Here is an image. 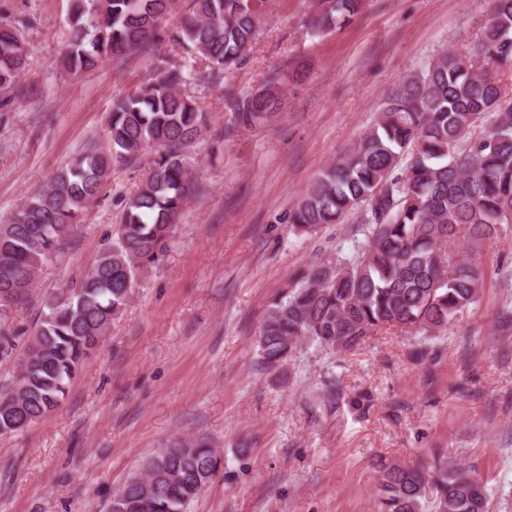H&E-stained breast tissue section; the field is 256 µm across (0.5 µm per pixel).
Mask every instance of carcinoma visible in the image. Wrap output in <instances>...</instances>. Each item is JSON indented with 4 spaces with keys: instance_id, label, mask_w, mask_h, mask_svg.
<instances>
[{
    "instance_id": "cac0c4a2",
    "label": "carcinoma",
    "mask_w": 512,
    "mask_h": 512,
    "mask_svg": "<svg viewBox=\"0 0 512 512\" xmlns=\"http://www.w3.org/2000/svg\"><path fill=\"white\" fill-rule=\"evenodd\" d=\"M62 57L71 72L151 50L178 0H74ZM323 32L348 22L360 0H330ZM479 42L462 54L444 50L388 99L375 126L328 167L288 215L300 234L362 212L364 242L352 253L306 266L272 302L258 340L259 363L284 365L298 344L336 352L360 347L382 327L435 334L479 302L483 269L474 247L512 224V101L493 67H512V0H492ZM265 0H190L175 41L230 71L251 50ZM29 49L19 30L0 23V90L12 87ZM165 53L153 54L140 87L113 104L104 140L83 151L0 223V321L57 263L76 235L112 166L157 148L148 178L130 196L115 240L66 288L48 293L45 314L28 339L20 371L0 389V435L22 431L59 404L79 367L125 308L141 271L167 253L185 205L199 184L186 149L206 113L181 92ZM278 78L261 93L224 107L252 128L279 105ZM488 122L482 134L474 128ZM220 451L205 439L175 440L149 458L143 473L117 492L111 512H186L218 478ZM380 512H489L486 486L446 461L431 474L377 464Z\"/></svg>"
}]
</instances>
